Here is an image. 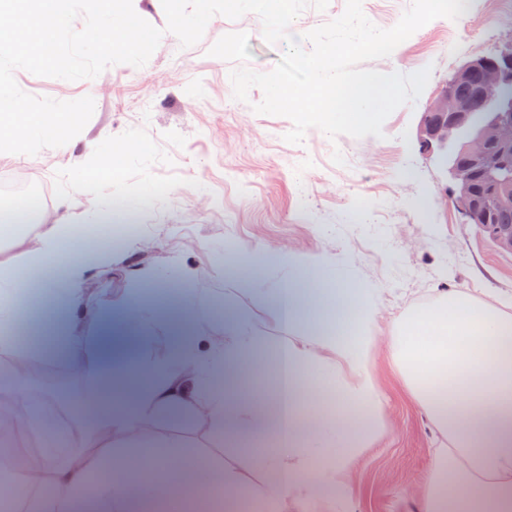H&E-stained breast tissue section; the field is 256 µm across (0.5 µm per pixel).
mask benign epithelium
<instances>
[{
    "instance_id": "obj_1",
    "label": "benign epithelium",
    "mask_w": 512,
    "mask_h": 512,
    "mask_svg": "<svg viewBox=\"0 0 512 512\" xmlns=\"http://www.w3.org/2000/svg\"><path fill=\"white\" fill-rule=\"evenodd\" d=\"M468 81L485 107L476 125L470 103L455 92ZM417 140L447 184L442 197L511 254L512 225L491 223L489 214L512 211V43L494 55L474 54L456 69L422 113Z\"/></svg>"
}]
</instances>
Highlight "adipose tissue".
<instances>
[{
	"label": "adipose tissue",
	"instance_id": "adipose-tissue-1",
	"mask_svg": "<svg viewBox=\"0 0 512 512\" xmlns=\"http://www.w3.org/2000/svg\"><path fill=\"white\" fill-rule=\"evenodd\" d=\"M145 0H107L115 35L141 43L136 26ZM70 198L34 224L0 225V355L10 362L44 356L43 348L19 347L17 338L37 332L21 298L49 300L51 332L71 357L96 365L97 386L108 401L96 411L95 432L77 448L58 435L57 416L47 410L27 420L23 432L0 444V457L16 470L14 497L24 512H206L208 490L220 480L226 503L243 497L273 503L283 512H304L327 486L341 485L364 448L380 434L384 413L370 354L378 340L381 308L374 288L345 287L339 270L279 252L277 265L289 277L269 288L239 274L236 286L253 293L285 332L281 403L271 407L253 398L242 362L268 343L250 310L236 308L224 321V340L189 338L179 352V370H169L149 347L159 323L157 309L137 297L123 304L144 343L139 356L112 363V318L100 313L97 332L87 335L85 285L96 259L74 260L69 223ZM391 350L414 400L436 433L448 442L447 470L420 498L421 512H512V317L469 295L447 293L428 310L406 318ZM331 383L337 399L352 409L346 417L312 406L299 414L303 399ZM131 393L130 405L115 403ZM223 426L228 445L242 437L275 436L263 465L277 482H244L233 469L216 477L210 465L179 455L183 442L172 436L168 449L151 459H117L113 449L139 446L144 424H158L170 409L197 412ZM42 440V471L29 477L27 436ZM339 448L331 466L314 462L319 449Z\"/></svg>",
	"mask_w": 512,
	"mask_h": 512
}]
</instances>
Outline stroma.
Wrapping results in <instances>:
<instances>
[{"instance_id": "stroma-1", "label": "stroma", "mask_w": 512, "mask_h": 512, "mask_svg": "<svg viewBox=\"0 0 512 512\" xmlns=\"http://www.w3.org/2000/svg\"><path fill=\"white\" fill-rule=\"evenodd\" d=\"M464 5L458 19H434L388 57L364 62V69L384 74L432 70L418 98L386 118L379 138L332 139L313 127L302 143L291 144L284 139L291 120L253 111L263 98L259 88L248 101L234 99L233 69L269 72L286 51L285 42L265 41L254 13L236 20L213 16L201 40L184 48L166 32L155 0L145 19L164 35L144 66L114 64L76 81L14 73L32 96L94 100L93 116L72 148L1 156L0 180L45 185L49 209L69 196L75 246L108 244L112 259L91 272L87 288L112 313L114 362L130 361L139 350L120 310L130 294L161 309L156 349L164 357L181 346L186 330L223 335L226 309L249 307L270 338L254 376L259 396L270 397L282 331L264 305L234 288L233 259L242 249L250 257L246 273L270 288L288 273L266 256L288 249L337 264L346 283L381 289L383 318L371 364L385 402L384 431L343 488L327 490L311 512H419L416 493L434 483L430 422L388 346L400 318L444 292L496 300L512 315V254L442 199V175L416 142L422 112L454 70L471 54H495L512 41V0ZM130 140L135 146L111 195H104L88 174L114 145ZM89 208L104 215L91 229L82 220ZM131 237L141 242L133 255L124 249ZM168 282L174 294H155ZM197 307L204 316L194 317ZM171 433L181 436L190 459L236 469L247 481L269 477L250 453L255 438L228 446L222 427L179 409L166 413L154 439Z\"/></svg>"}]
</instances>
